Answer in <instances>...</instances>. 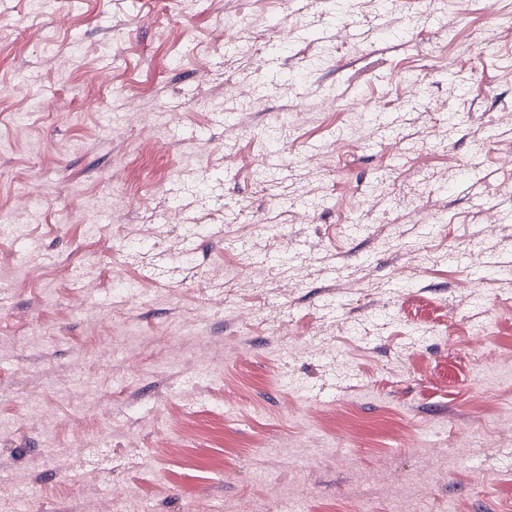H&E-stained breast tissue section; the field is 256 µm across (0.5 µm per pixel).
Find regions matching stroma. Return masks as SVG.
Masks as SVG:
<instances>
[{"label": "stroma", "instance_id": "35a3bbf8", "mask_svg": "<svg viewBox=\"0 0 512 512\" xmlns=\"http://www.w3.org/2000/svg\"><path fill=\"white\" fill-rule=\"evenodd\" d=\"M24 194L0 512H512V0H0Z\"/></svg>", "mask_w": 512, "mask_h": 512}]
</instances>
